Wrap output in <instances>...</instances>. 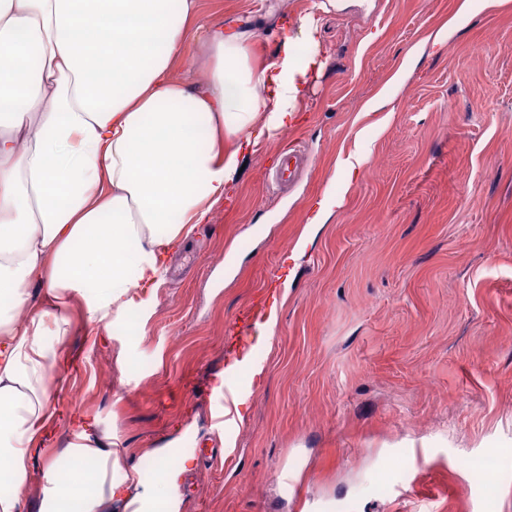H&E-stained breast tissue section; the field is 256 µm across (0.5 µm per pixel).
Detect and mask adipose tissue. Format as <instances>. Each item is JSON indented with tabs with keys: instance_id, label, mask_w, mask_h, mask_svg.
I'll return each mask as SVG.
<instances>
[{
	"instance_id": "1",
	"label": "adipose tissue",
	"mask_w": 512,
	"mask_h": 512,
	"mask_svg": "<svg viewBox=\"0 0 512 512\" xmlns=\"http://www.w3.org/2000/svg\"><path fill=\"white\" fill-rule=\"evenodd\" d=\"M277 48L253 66L259 27L217 24L198 0H0V469L23 484L57 427L71 300L111 324L166 280L170 256L208 223L246 156L298 124L323 67L315 12L279 18ZM207 53L204 87L176 78L188 40ZM308 52H300V44ZM40 512H179L171 448L160 488L82 432Z\"/></svg>"
}]
</instances>
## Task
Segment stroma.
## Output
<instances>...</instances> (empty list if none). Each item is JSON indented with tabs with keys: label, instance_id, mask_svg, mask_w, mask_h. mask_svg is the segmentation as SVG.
I'll return each instance as SVG.
<instances>
[{
	"label": "stroma",
	"instance_id": "stroma-1",
	"mask_svg": "<svg viewBox=\"0 0 512 512\" xmlns=\"http://www.w3.org/2000/svg\"><path fill=\"white\" fill-rule=\"evenodd\" d=\"M313 0H199L221 23ZM328 0L325 66L305 122L246 158L233 198L197 225L149 300L106 327L80 303L54 371L57 405L83 415L149 484L153 449L178 440L191 484L180 512H512V0ZM301 150L299 180L271 189ZM358 154L356 178L338 158ZM326 223H312L318 202ZM306 248L291 260L298 240ZM277 286L266 381L227 369L225 329ZM145 327L133 334V324ZM225 389L249 419H216ZM76 436L32 454L21 512H39L48 468ZM216 448L218 464L198 451ZM494 457L490 481L459 463Z\"/></svg>",
	"mask_w": 512,
	"mask_h": 512
}]
</instances>
